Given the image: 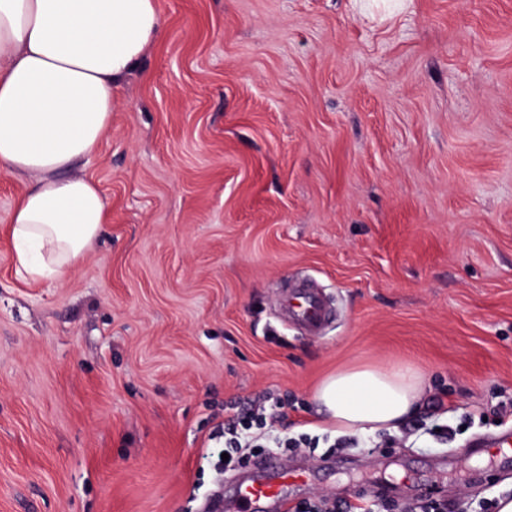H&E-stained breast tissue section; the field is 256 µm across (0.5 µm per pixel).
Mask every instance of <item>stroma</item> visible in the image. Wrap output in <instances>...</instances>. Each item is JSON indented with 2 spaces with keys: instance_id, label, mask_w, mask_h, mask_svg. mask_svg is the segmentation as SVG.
Returning a JSON list of instances; mask_svg holds the SVG:
<instances>
[{
  "instance_id": "obj_1",
  "label": "stroma",
  "mask_w": 512,
  "mask_h": 512,
  "mask_svg": "<svg viewBox=\"0 0 512 512\" xmlns=\"http://www.w3.org/2000/svg\"><path fill=\"white\" fill-rule=\"evenodd\" d=\"M166 35L81 171L109 222L60 281L18 274L0 171V512H207L220 426L259 400L296 503L496 512L512 465V0H156ZM311 279L319 336L277 314ZM428 380L398 431L310 394L356 364ZM449 428L451 438L441 437Z\"/></svg>"
}]
</instances>
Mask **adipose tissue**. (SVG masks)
<instances>
[{"label":"adipose tissue","mask_w":512,"mask_h":512,"mask_svg":"<svg viewBox=\"0 0 512 512\" xmlns=\"http://www.w3.org/2000/svg\"><path fill=\"white\" fill-rule=\"evenodd\" d=\"M164 34L155 0H0V170L28 181L10 216L19 271L58 281L107 221L108 201L77 166L112 126L116 91ZM410 366L361 365L313 399L345 434L392 430L420 408Z\"/></svg>","instance_id":"1"}]
</instances>
